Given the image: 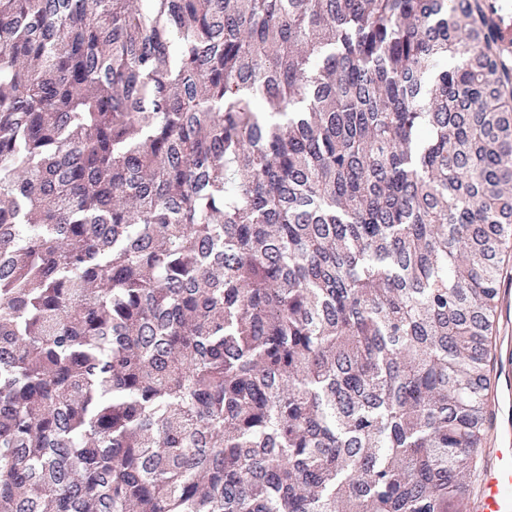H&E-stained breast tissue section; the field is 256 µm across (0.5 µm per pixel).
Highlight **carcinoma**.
I'll use <instances>...</instances> for the list:
<instances>
[{"label": "carcinoma", "mask_w": 512, "mask_h": 512, "mask_svg": "<svg viewBox=\"0 0 512 512\" xmlns=\"http://www.w3.org/2000/svg\"><path fill=\"white\" fill-rule=\"evenodd\" d=\"M475 0H0V512H463L512 241Z\"/></svg>", "instance_id": "obj_1"}]
</instances>
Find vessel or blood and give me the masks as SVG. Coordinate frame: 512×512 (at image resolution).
I'll return each instance as SVG.
<instances>
[{
  "instance_id": "obj_1",
  "label": "vessel or blood",
  "mask_w": 512,
  "mask_h": 512,
  "mask_svg": "<svg viewBox=\"0 0 512 512\" xmlns=\"http://www.w3.org/2000/svg\"><path fill=\"white\" fill-rule=\"evenodd\" d=\"M499 34L512 45V0H492ZM497 404L503 425L492 446L478 448L483 462L479 485L470 502V512H512V375H505Z\"/></svg>"
}]
</instances>
